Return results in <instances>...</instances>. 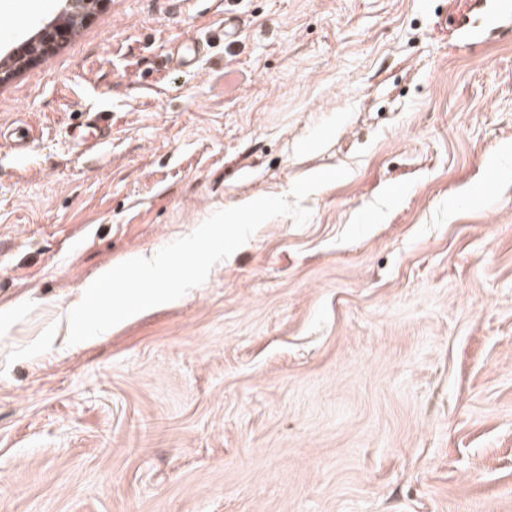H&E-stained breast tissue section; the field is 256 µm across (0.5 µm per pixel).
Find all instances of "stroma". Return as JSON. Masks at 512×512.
<instances>
[{
    "mask_svg": "<svg viewBox=\"0 0 512 512\" xmlns=\"http://www.w3.org/2000/svg\"><path fill=\"white\" fill-rule=\"evenodd\" d=\"M15 2L0 58L60 9ZM479 23L470 0H100L0 84V512H512V29ZM339 166L305 226L68 345L100 267Z\"/></svg>",
    "mask_w": 512,
    "mask_h": 512,
    "instance_id": "1",
    "label": "stroma"
}]
</instances>
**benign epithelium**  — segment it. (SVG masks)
Returning <instances> with one entry per match:
<instances>
[{"instance_id": "benign-epithelium-1", "label": "benign epithelium", "mask_w": 512, "mask_h": 512, "mask_svg": "<svg viewBox=\"0 0 512 512\" xmlns=\"http://www.w3.org/2000/svg\"><path fill=\"white\" fill-rule=\"evenodd\" d=\"M59 14L36 35L19 44L10 57L17 66L25 65L64 42L74 26L85 20L98 0H60Z\"/></svg>"}]
</instances>
